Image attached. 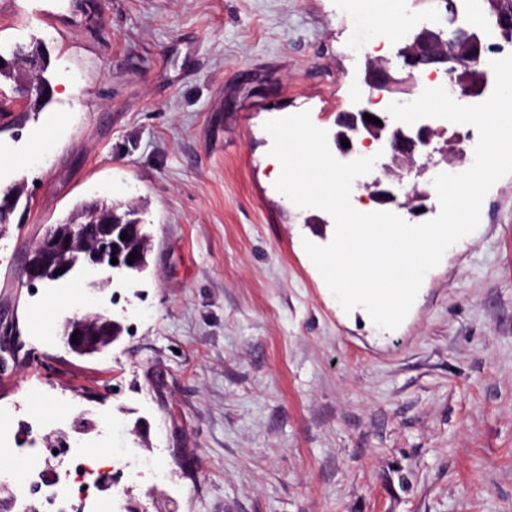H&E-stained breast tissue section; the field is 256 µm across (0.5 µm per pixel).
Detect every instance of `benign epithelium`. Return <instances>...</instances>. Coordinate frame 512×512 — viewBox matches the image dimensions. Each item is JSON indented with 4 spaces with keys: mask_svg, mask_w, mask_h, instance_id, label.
Masks as SVG:
<instances>
[{
    "mask_svg": "<svg viewBox=\"0 0 512 512\" xmlns=\"http://www.w3.org/2000/svg\"><path fill=\"white\" fill-rule=\"evenodd\" d=\"M481 35L477 32L462 44L457 43L454 34L443 28L422 26L413 29L412 42L397 52L406 69V77L396 78L390 68L381 61L371 63L366 71L365 82L372 88L390 89L396 84L412 78L415 71L424 68L438 69L448 63L468 68L473 63L471 47L480 46ZM381 120L374 124L364 119V115ZM337 125L341 130L336 133L338 150L348 155L354 152V136L362 142L373 141L388 143L392 159L402 166L415 167V157L420 148L430 144L433 137L432 128L423 124L412 133H405L401 128H390L389 118L377 112L363 108L357 112H344ZM347 140L351 146L345 148L342 141ZM142 225L135 220L125 223L117 215H112L100 224H74L67 233L53 228L39 238L36 259L26 263L25 275L30 286L38 283L63 278L72 270V255L79 251L83 254L84 268L96 270L110 268L113 270H133L141 272L146 267V251L136 245L142 238ZM126 239H121L122 233ZM136 254L133 263H128V256ZM117 263H111L112 258ZM59 275H54V272ZM122 323L100 313L77 312L70 318L63 332L65 344L70 352L79 356L103 353L109 346L119 341L123 334ZM78 335V343H72V335Z\"/></svg>",
    "mask_w": 512,
    "mask_h": 512,
    "instance_id": "1",
    "label": "benign epithelium"
}]
</instances>
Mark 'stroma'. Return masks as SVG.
Masks as SVG:
<instances>
[{
	"label": "stroma",
	"instance_id": "obj_1",
	"mask_svg": "<svg viewBox=\"0 0 512 512\" xmlns=\"http://www.w3.org/2000/svg\"><path fill=\"white\" fill-rule=\"evenodd\" d=\"M35 38L50 103L0 84V185L27 204L0 235V425L41 448L85 408L83 443L160 471L123 483L147 512H512V174L389 331L304 250L332 216L274 187L265 122L335 135L398 41L353 0H0V55ZM432 128L408 177L430 219L437 172L474 160ZM98 199L137 205L146 269L30 287L35 240ZM85 304L126 327L104 354L64 343Z\"/></svg>",
	"mask_w": 512,
	"mask_h": 512
}]
</instances>
